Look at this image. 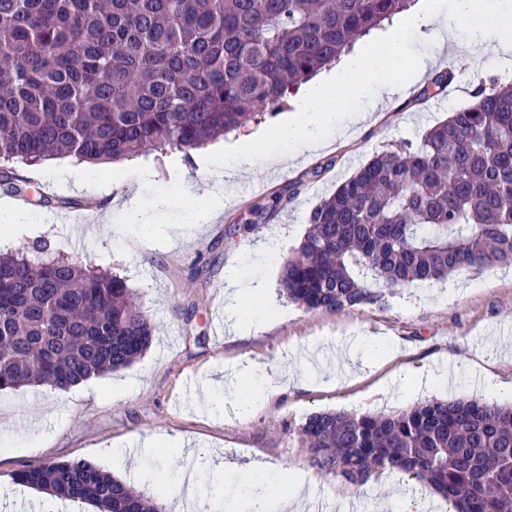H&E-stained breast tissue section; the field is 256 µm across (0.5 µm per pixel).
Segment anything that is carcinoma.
<instances>
[{
  "mask_svg": "<svg viewBox=\"0 0 512 512\" xmlns=\"http://www.w3.org/2000/svg\"><path fill=\"white\" fill-rule=\"evenodd\" d=\"M410 0H0V192L15 164L189 153L276 115L293 89ZM512 265V83L478 90L413 148L372 156L310 211L279 291L343 312L414 282ZM372 271L368 282L356 268ZM153 324L127 279L39 241L0 253V391L67 389L131 365ZM309 465L365 486L397 470L457 512H512V406L431 400L310 415ZM15 482L98 512H158L86 461Z\"/></svg>",
  "mask_w": 512,
  "mask_h": 512,
  "instance_id": "1",
  "label": "carcinoma"
}]
</instances>
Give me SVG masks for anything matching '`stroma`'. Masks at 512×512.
Segmentation results:
<instances>
[{
  "label": "stroma",
  "mask_w": 512,
  "mask_h": 512,
  "mask_svg": "<svg viewBox=\"0 0 512 512\" xmlns=\"http://www.w3.org/2000/svg\"><path fill=\"white\" fill-rule=\"evenodd\" d=\"M460 53L450 67L453 81L423 95L388 98L371 87L364 103L372 118L361 131L336 124L329 147L312 153L298 167L257 171L225 190L220 217L196 230L194 185L205 177V149L183 153L146 151L133 161L98 167L99 186L76 188L53 180L52 171L82 169L74 157L44 166H22L30 180L32 216L28 231L15 244L48 240L81 263L127 276L155 324L147 350L127 368L91 378L65 399L50 385L0 391V512H96L86 503L54 502L18 493V471L49 461L84 460L109 469L106 448L126 443L136 448L145 437L176 438L190 447L210 448L222 456L236 478L227 480L221 500L235 506L245 497L240 472L257 464L282 471H309L298 434L316 412L357 414L400 410L437 398L488 395L480 376L460 374L447 388L402 389L399 379L411 370L452 369L475 363L500 381L512 380V266L465 270L441 282H417L386 294L383 303L351 312L308 310L278 293L281 269L307 229L312 208L348 179L373 154L416 145L424 132L488 87L499 67L512 69V58H486L475 68L470 34L458 32ZM156 174L134 180V164ZM77 200V207L48 210L41 193ZM273 206L265 221L256 206ZM151 210L149 227L130 222V207ZM238 269L260 293L242 300L246 309H266L274 319L261 330L248 323L225 324L222 339L213 325L224 316L226 273ZM392 344L393 352L368 370H360L372 350L369 339ZM247 362L271 366L276 380L297 384L271 397L250 418H242L234 396L223 411H200L202 387L218 368L233 372ZM135 384L122 391V381ZM35 442L36 451L21 446ZM384 494L370 488L353 491L332 476L319 477L311 492L325 512H348L351 502L377 503V512H395L405 475L386 472Z\"/></svg>",
  "instance_id": "1"
}]
</instances>
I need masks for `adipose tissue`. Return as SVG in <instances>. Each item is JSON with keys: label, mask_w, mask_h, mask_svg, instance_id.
<instances>
[{"label": "adipose tissue", "mask_w": 512, "mask_h": 512, "mask_svg": "<svg viewBox=\"0 0 512 512\" xmlns=\"http://www.w3.org/2000/svg\"><path fill=\"white\" fill-rule=\"evenodd\" d=\"M471 31L473 42L496 56H512V0H448L438 4L413 7L401 20L379 37L361 45L342 64L324 72L312 83L306 95L296 104L288 120L277 129L275 146L262 154L263 170L280 169L298 161L307 153L326 147L327 130L340 113L350 115L352 126L366 122L368 112L361 108L370 85L395 94L419 82L427 64H412L402 70L393 69L395 60L408 57V31L418 32L424 39L437 42L441 51L454 52L459 28ZM262 136L261 130L240 135L225 143L224 161L213 164L203 181L201 195L205 201L199 211L200 223H209L219 214L224 197V174L242 176L251 170L250 144ZM279 389L278 381L261 365L246 367L235 374L225 388L236 397L242 418H250ZM201 476L197 469L184 468L167 476L162 485L169 501L179 512H207V503L198 493ZM252 512H303L305 498L300 491L276 492L273 485L255 477L247 485Z\"/></svg>", "instance_id": "obj_1"}]
</instances>
